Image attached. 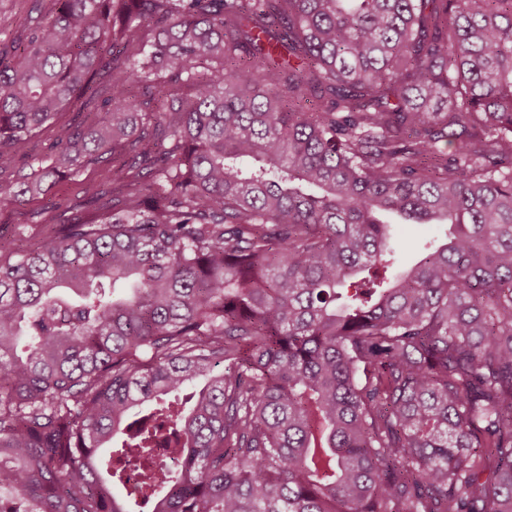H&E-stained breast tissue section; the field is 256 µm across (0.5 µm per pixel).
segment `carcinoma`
I'll list each match as a JSON object with an SVG mask.
<instances>
[{
    "label": "carcinoma",
    "mask_w": 512,
    "mask_h": 512,
    "mask_svg": "<svg viewBox=\"0 0 512 512\" xmlns=\"http://www.w3.org/2000/svg\"><path fill=\"white\" fill-rule=\"evenodd\" d=\"M105 154L90 219L0 236V489L512 512V0H34L0 209ZM386 215L449 233L405 266ZM101 116L102 113L99 112H84L78 117L76 112H61L56 118L55 124L44 129L36 138V149L39 152H44L59 134L72 129L78 124L85 127L97 121Z\"/></svg>",
    "instance_id": "cac0c4a2"
}]
</instances>
